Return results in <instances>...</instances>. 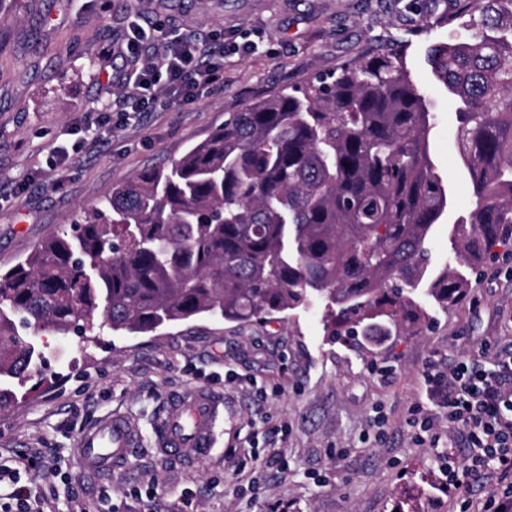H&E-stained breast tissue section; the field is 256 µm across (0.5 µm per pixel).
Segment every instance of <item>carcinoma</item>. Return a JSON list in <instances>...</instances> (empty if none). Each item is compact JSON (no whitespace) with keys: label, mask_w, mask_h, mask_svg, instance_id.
I'll use <instances>...</instances> for the list:
<instances>
[{"label":"carcinoma","mask_w":512,"mask_h":512,"mask_svg":"<svg viewBox=\"0 0 512 512\" xmlns=\"http://www.w3.org/2000/svg\"><path fill=\"white\" fill-rule=\"evenodd\" d=\"M454 19L470 36L434 44L428 62L454 100L475 205L448 223L447 264L430 262L451 211L431 112L403 50L382 47L232 113L0 272V410L13 387L46 381L22 328L84 339L319 308L377 346L459 302L512 235V0H460Z\"/></svg>","instance_id":"1"}]
</instances>
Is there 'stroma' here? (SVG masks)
<instances>
[{
	"instance_id": "1",
	"label": "stroma",
	"mask_w": 512,
	"mask_h": 512,
	"mask_svg": "<svg viewBox=\"0 0 512 512\" xmlns=\"http://www.w3.org/2000/svg\"><path fill=\"white\" fill-rule=\"evenodd\" d=\"M0 0V270L24 260L137 173L181 157L230 113L283 89L335 75L375 45L409 36L406 65L433 115L430 151L455 210L474 205L456 151L454 106L426 61L448 38L436 12L455 0ZM161 23L172 37L224 35V76L193 99L134 114L96 145L75 127L95 123L134 68V29ZM39 30L40 45L30 33ZM66 168H49L55 147ZM46 382L0 411V460L18 468L44 512H466L444 491L443 457L467 449L442 434L417 444L408 408L430 359L448 363L487 342L512 349V249L472 277L466 296L428 327L366 349L328 335L321 313L261 321L198 317L139 336L96 341L39 335ZM220 393L224 420L210 452L166 458L153 429L167 397ZM123 412L141 434L123 468L82 474V434ZM383 415L385 442L371 439ZM344 460H337L338 452Z\"/></svg>"
}]
</instances>
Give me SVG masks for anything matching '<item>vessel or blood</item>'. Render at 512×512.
Wrapping results in <instances>:
<instances>
[{"mask_svg":"<svg viewBox=\"0 0 512 512\" xmlns=\"http://www.w3.org/2000/svg\"><path fill=\"white\" fill-rule=\"evenodd\" d=\"M223 416V402L214 391L200 387L170 397L154 429L156 450L172 457L208 451L214 429ZM138 429L126 416L115 413L81 437V461L90 473L108 476L126 464L140 443Z\"/></svg>","mask_w":512,"mask_h":512,"instance_id":"obj_1","label":"vessel or blood"}]
</instances>
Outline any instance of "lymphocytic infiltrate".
<instances>
[{"mask_svg": "<svg viewBox=\"0 0 512 512\" xmlns=\"http://www.w3.org/2000/svg\"><path fill=\"white\" fill-rule=\"evenodd\" d=\"M224 74V36L210 34L205 42L169 39L161 51L144 59L132 75L123 78L118 103L140 111L147 91L162 86L166 102L185 100L209 88ZM427 396L438 401L444 416L428 413L418 403L414 417L418 443L438 441L435 426L446 420L448 428L468 448V464L448 465V485L468 492L472 479L495 465L492 489L482 512H512V352L492 353L483 342L459 355L449 366L429 360L421 375Z\"/></svg>", "mask_w": 512, "mask_h": 512, "instance_id": "1", "label": "lymphocytic infiltrate"}]
</instances>
